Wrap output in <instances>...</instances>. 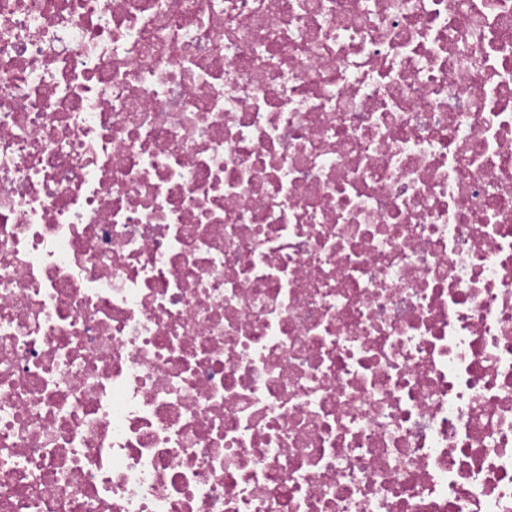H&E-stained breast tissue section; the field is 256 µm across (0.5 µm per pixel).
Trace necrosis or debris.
Listing matches in <instances>:
<instances>
[{
	"instance_id": "obj_1",
	"label": "necrosis or debris",
	"mask_w": 512,
	"mask_h": 512,
	"mask_svg": "<svg viewBox=\"0 0 512 512\" xmlns=\"http://www.w3.org/2000/svg\"><path fill=\"white\" fill-rule=\"evenodd\" d=\"M0 512H512V0H0Z\"/></svg>"
}]
</instances>
